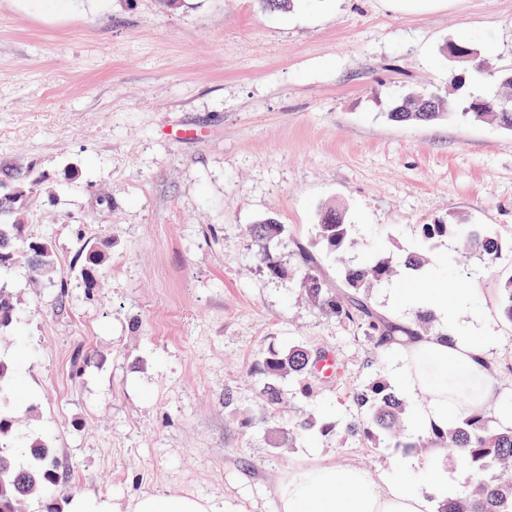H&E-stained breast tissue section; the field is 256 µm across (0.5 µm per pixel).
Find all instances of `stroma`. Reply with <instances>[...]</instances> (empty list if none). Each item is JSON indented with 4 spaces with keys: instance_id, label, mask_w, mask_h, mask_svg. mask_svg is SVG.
Here are the masks:
<instances>
[{
    "instance_id": "1",
    "label": "stroma",
    "mask_w": 512,
    "mask_h": 512,
    "mask_svg": "<svg viewBox=\"0 0 512 512\" xmlns=\"http://www.w3.org/2000/svg\"><path fill=\"white\" fill-rule=\"evenodd\" d=\"M490 61L458 96L495 94L512 71V0H456L403 16L383 0H110L69 17L0 0V185L33 183L30 237L51 243L66 277L78 236L108 245L96 288L57 292L27 263L0 276L18 318L0 332L15 366L16 428L46 440L70 475L56 503L190 493L225 512H277L288 472L335 462L376 476L422 449H367L344 438L288 440L299 414L339 424L351 393L391 378L393 355L316 305L302 286L307 250L329 288L341 269L314 243L319 210L345 211L349 260L379 243L426 249L449 287L469 289L495 325L494 380L512 395V131L456 116L395 123L412 90L447 92L446 44ZM190 130L172 140V128ZM272 218L285 269L270 276L249 225ZM481 224L505 249L486 266L456 237L424 247L420 227ZM301 342L334 352L339 383L281 380L267 412L261 357ZM86 373L73 372L78 354Z\"/></svg>"
}]
</instances>
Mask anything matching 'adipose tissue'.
Wrapping results in <instances>:
<instances>
[{"label":"adipose tissue","mask_w":512,"mask_h":512,"mask_svg":"<svg viewBox=\"0 0 512 512\" xmlns=\"http://www.w3.org/2000/svg\"><path fill=\"white\" fill-rule=\"evenodd\" d=\"M415 287L404 302L412 312L440 319L433 336L404 338L393 348L395 372L403 398L425 393L412 411L411 428L424 433L431 425L449 424L464 411L493 410L512 426L496 387L492 353L499 337L492 324L477 314L461 289L441 287L428 271L415 273ZM447 451L431 449L427 458L397 461L390 473L371 477L355 466L319 464L288 473L276 487L278 512H432L451 492L462 472H449ZM124 512H217L211 500L184 493L142 494L129 500Z\"/></svg>","instance_id":"obj_1"}]
</instances>
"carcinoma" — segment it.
Here are the masks:
<instances>
[{"mask_svg": "<svg viewBox=\"0 0 512 512\" xmlns=\"http://www.w3.org/2000/svg\"><path fill=\"white\" fill-rule=\"evenodd\" d=\"M501 85V94L483 99V112L471 111L470 106L463 105L451 94L436 96L435 110L422 112V95L411 94L402 97L388 112V117L396 123L426 122L451 116L460 108L463 110L461 116L472 122L494 119L512 131V112L497 109L498 103L512 100V74L502 76ZM19 211L17 200L0 193V270L9 269L22 255L32 276L45 277L55 270L53 249L47 241L26 234V225L19 221ZM349 229L342 211L327 208L321 212L319 223L315 225V236L329 256L343 268L344 289L331 291L304 252L301 261L305 266L306 291L337 318L359 329L377 353L399 343L405 336L426 333V325L431 323V318L426 315L416 316L415 324L409 327L381 320L369 311L363 300L364 293L374 284L391 277L392 260L381 254L380 248L372 246L369 262L359 266L348 264L345 256L350 246ZM281 231L282 225L270 219L252 224L248 229L258 243L262 264L274 277L281 275L283 270L278 257L270 249V242ZM421 234L423 242L428 245L456 235L466 248L479 252L490 264L495 263L502 253L501 242L478 224H423ZM78 241L80 246L71 271L83 287L92 289L97 286V275L106 254L102 248L82 237ZM501 313L512 323V278L501 288ZM15 320L14 297L0 286V329ZM325 354L324 350L298 344L263 356L258 363V371L263 376L261 393L267 404L277 406L282 402L277 381L286 376L312 375L321 383L335 381L334 377L323 376L317 371V365ZM13 384L9 365L0 360V512H16V506L24 500L47 497L48 488L59 485L61 480L55 448L41 440L28 443L15 433L12 416L8 412ZM352 401L356 414L342 427L303 418L289 429V435L297 440L342 434L365 448H446L452 456L462 459L467 490L448 496L438 506L437 512H512V481L500 477L501 472L512 467V427H500L496 417L477 409L446 426H434L426 434L414 435L412 442H405L400 439V431L407 421V404L384 378H372L353 393ZM12 447L29 449L27 465H17L7 452Z\"/></svg>", "mask_w": 512, "mask_h": 512, "instance_id": "1", "label": "carcinoma"}]
</instances>
